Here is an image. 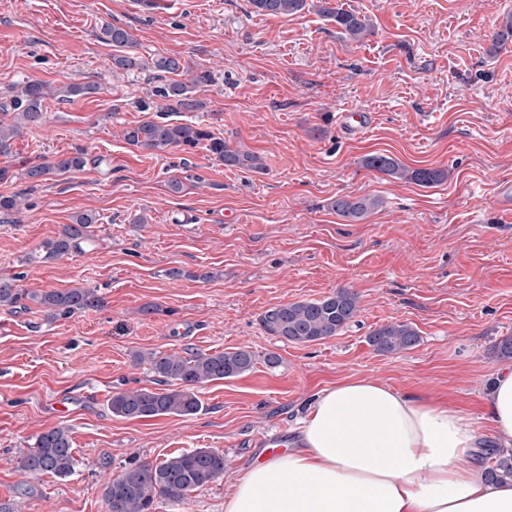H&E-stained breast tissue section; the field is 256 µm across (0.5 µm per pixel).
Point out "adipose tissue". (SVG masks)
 <instances>
[{
    "label": "adipose tissue",
    "mask_w": 512,
    "mask_h": 512,
    "mask_svg": "<svg viewBox=\"0 0 512 512\" xmlns=\"http://www.w3.org/2000/svg\"><path fill=\"white\" fill-rule=\"evenodd\" d=\"M487 403L494 436L512 447V366ZM480 440L445 406L350 378L317 396L300 447L244 472L224 512H512V481L474 465Z\"/></svg>",
    "instance_id": "obj_1"
}]
</instances>
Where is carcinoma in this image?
Segmentation results:
<instances>
[{
	"mask_svg": "<svg viewBox=\"0 0 512 512\" xmlns=\"http://www.w3.org/2000/svg\"><path fill=\"white\" fill-rule=\"evenodd\" d=\"M321 10L333 19L351 40L360 42L372 34L369 19L353 11L333 4V0H321ZM255 12L269 16H292L301 12L306 0H251ZM99 39L116 48L119 54L112 56V67L116 71L130 72L153 68L158 78L173 75L156 93L166 101L165 109L174 112H197L205 103L197 97L198 89L214 81L209 70H200L182 81L185 65L173 56H160L148 62L125 52L132 47V38L127 30L105 25L100 29ZM96 86L92 83H77L53 87L43 82H28L4 107V115H12L11 121L0 119V155L11 153L12 141L23 129L39 125L45 118V102L49 98L62 101L76 96L92 94ZM126 143L154 151H165L177 147L190 151L201 144L226 167L258 169L260 158L246 150L232 149L224 139L215 137L210 131L195 122L172 123L148 120L125 128ZM367 167L389 175L410 174V179L421 186H433L446 178V172L435 168L405 170L396 159L373 154L365 159ZM86 165L81 152L61 155L49 162L29 166L25 177L33 182L45 180L53 173L80 171ZM379 206L374 197H338L333 202L336 213L353 223L362 220ZM98 222L92 212L76 215L72 223L62 225L56 236L42 242L26 261L41 263L59 259L73 252L84 251L91 241V225ZM43 307L55 319H66L74 314L102 306L103 300L91 288L74 287L51 289L41 293H28L19 288L17 277H0V306L13 307L24 299ZM359 300L356 293L341 288L320 300H301L274 307L262 318L264 329L294 344H309L324 340L344 329L358 314ZM369 345L380 355L403 352L419 342L417 332L405 323L386 324L373 330L368 337ZM139 363H146L150 371L167 388L159 391L139 388L114 393L109 399L108 409L112 416L127 420L156 418L161 416L185 417L203 409L197 389L200 385L233 378L250 371L254 364L253 353L246 348L234 351L208 353H164L153 351L135 355ZM70 428L56 425L40 432L30 450L19 461L21 471L31 475L49 474L66 478L75 471ZM224 474V454L211 448H197L168 457L159 462H148L137 458L131 460L122 473L108 480L102 491L105 512H153L155 502L165 499L174 503L185 501L193 491L215 481ZM485 476L499 480L512 478V450L499 449L495 462L487 467Z\"/></svg>",
	"mask_w": 512,
	"mask_h": 512,
	"instance_id": "1",
	"label": "carcinoma"
}]
</instances>
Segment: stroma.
<instances>
[{"label": "stroma", "mask_w": 512, "mask_h": 512, "mask_svg": "<svg viewBox=\"0 0 512 512\" xmlns=\"http://www.w3.org/2000/svg\"><path fill=\"white\" fill-rule=\"evenodd\" d=\"M339 3L368 16L373 34L345 40L318 0L288 17L254 14L249 0H0V104L23 82L99 86L49 100L46 123L0 157V196L26 202L0 213V275L29 292L82 286L105 300L58 320L31 302L0 306V503L11 512H104L103 484L131 457L196 448L223 452V477L156 512H224L238 477L271 454L263 437L296 448L316 396L350 377L447 403L480 431V456L496 450L484 396L502 365L492 349L512 336V214L494 205L497 184L512 181V43L491 46L512 0ZM106 23L125 28L140 56L211 70L204 109L173 121L200 123L262 168H225L202 147L126 144L124 128L158 118V81L113 74V49L98 38ZM350 110L371 117L356 135L340 122ZM80 151L102 165L36 186L21 176ZM373 153L448 178L397 180L364 166ZM345 195L380 206L350 224L331 207ZM79 212L98 217L89 252L24 264ZM341 288L360 310L337 336L301 345L262 326L275 306ZM398 322L417 345L376 353L370 332ZM237 348L253 352V369L202 385L195 415L108 410L117 391L158 386L134 353ZM58 424L71 429L74 473H21L19 457Z\"/></svg>", "instance_id": "obj_1"}]
</instances>
